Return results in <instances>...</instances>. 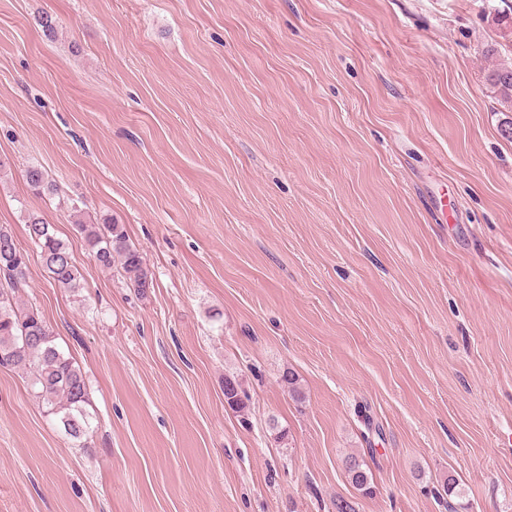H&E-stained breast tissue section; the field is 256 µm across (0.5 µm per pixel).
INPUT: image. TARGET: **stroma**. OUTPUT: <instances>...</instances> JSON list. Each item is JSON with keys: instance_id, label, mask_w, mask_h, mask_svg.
<instances>
[{"instance_id": "stroma-1", "label": "stroma", "mask_w": 512, "mask_h": 512, "mask_svg": "<svg viewBox=\"0 0 512 512\" xmlns=\"http://www.w3.org/2000/svg\"><path fill=\"white\" fill-rule=\"evenodd\" d=\"M504 4L0 0V225L28 256L20 304L89 391L79 441L0 366V512H512ZM74 200L123 226L146 296L98 266ZM486 79L496 89L500 101L512 109V45L508 55L488 70ZM24 224L29 238L40 249V257L52 281L59 288L72 292L82 288L81 273L65 243L56 236L54 225L35 212H27ZM224 400L234 412L244 413L249 406L250 396L239 381L235 378L225 377ZM342 465L350 483L363 494H372L373 477L365 458L358 453L347 454Z\"/></svg>"}]
</instances>
